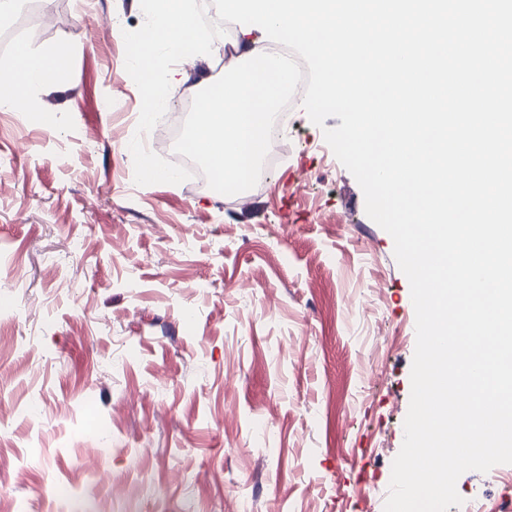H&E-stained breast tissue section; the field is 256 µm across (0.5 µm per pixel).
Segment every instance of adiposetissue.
Segmentation results:
<instances>
[{
	"label": "adipose tissue",
	"mask_w": 512,
	"mask_h": 512,
	"mask_svg": "<svg viewBox=\"0 0 512 512\" xmlns=\"http://www.w3.org/2000/svg\"><path fill=\"white\" fill-rule=\"evenodd\" d=\"M63 57L60 53H37L20 49L10 69L0 70V105L24 100L28 88L47 84Z\"/></svg>",
	"instance_id": "1"
}]
</instances>
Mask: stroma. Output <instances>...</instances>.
<instances>
[{"mask_svg":"<svg viewBox=\"0 0 512 512\" xmlns=\"http://www.w3.org/2000/svg\"><path fill=\"white\" fill-rule=\"evenodd\" d=\"M43 3L24 41L69 76L0 112V512H384L415 311L339 118L295 104L244 207L136 185L113 24L140 0ZM457 491L448 512H512V465Z\"/></svg>","mask_w":512,"mask_h":512,"instance_id":"obj_1","label":"stroma"}]
</instances>
